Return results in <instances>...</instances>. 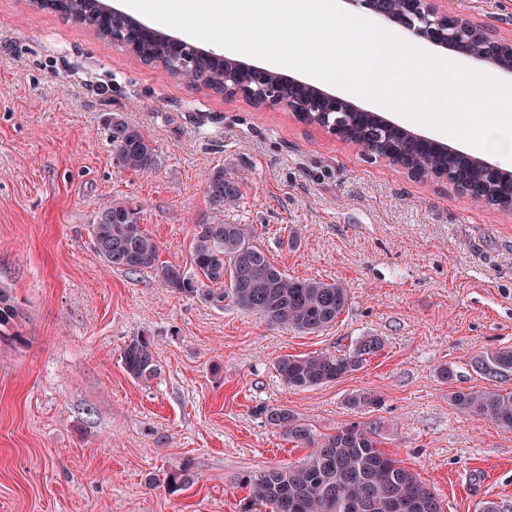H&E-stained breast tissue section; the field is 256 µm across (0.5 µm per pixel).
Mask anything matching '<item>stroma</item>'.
Here are the masks:
<instances>
[{"mask_svg": "<svg viewBox=\"0 0 512 512\" xmlns=\"http://www.w3.org/2000/svg\"><path fill=\"white\" fill-rule=\"evenodd\" d=\"M441 6L512 34V0ZM106 112L154 142L156 171L113 165ZM217 166L247 178L225 222L250 225L289 276L348 289L335 325L299 334L102 262L91 223L119 201L138 208L161 260L187 263ZM291 227L294 251L279 243ZM0 286L22 311L18 337L0 341V512H239L240 475L307 454L266 423L265 405L318 434L380 422L383 450L445 512L488 502L512 512V430L448 401L487 386L476 359L512 347V213L371 161L287 110L138 63L28 0H0ZM138 334L160 369L145 383L120 359ZM364 336L384 350L332 383L291 391L276 371L282 356L347 350ZM359 391L380 405L349 410ZM186 460L191 484L157 483Z\"/></svg>", "mask_w": 512, "mask_h": 512, "instance_id": "stroma-1", "label": "stroma"}]
</instances>
